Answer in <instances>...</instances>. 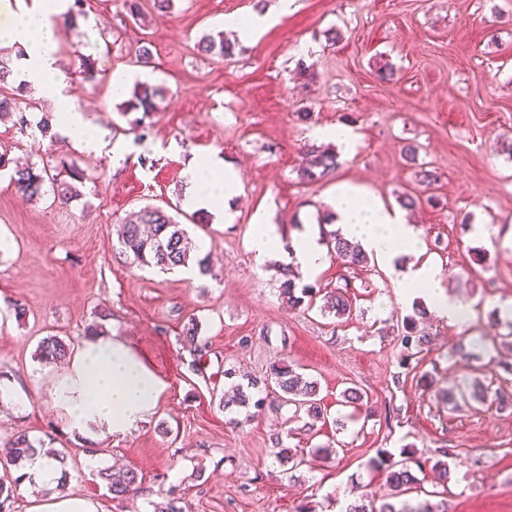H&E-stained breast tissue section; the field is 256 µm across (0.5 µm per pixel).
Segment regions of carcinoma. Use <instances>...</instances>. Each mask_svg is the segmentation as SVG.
<instances>
[{"instance_id": "obj_1", "label": "carcinoma", "mask_w": 512, "mask_h": 512, "mask_svg": "<svg viewBox=\"0 0 512 512\" xmlns=\"http://www.w3.org/2000/svg\"><path fill=\"white\" fill-rule=\"evenodd\" d=\"M199 49L208 54L219 57L233 54L234 45L224 40L223 37L215 38L207 36L199 44ZM14 81V71L7 63L0 61V119L16 117L13 124L20 126L21 131L31 127L30 121L17 108L16 98L3 94ZM164 98V88L160 85L138 83L131 91V97L122 103V112H140L142 117L135 119L132 126L142 124V119L149 113L157 110L158 101ZM339 166L336 152L323 147H311L306 150L305 163L298 170V176L303 182H316L334 172ZM83 179V174L75 167L66 170V175L57 172L51 173L47 166H38L36 162L15 166L10 173V182L17 192L30 200H36L47 194H52L53 199L62 204L68 203L78 196L79 190L76 182ZM327 248L330 254L349 267L356 269L367 265L370 261L368 254L357 242L346 239L338 230L325 233ZM117 242L121 253L126 255L132 263L140 267H155L161 270H171L178 266L186 267L195 261L200 272L209 273L205 261L195 259L192 238L184 225L176 221L162 207L147 205L137 211L131 212L118 226ZM280 295L290 307L313 308L316 301H322L320 311L331 314L337 319H350L354 313L353 302L348 294V289L342 288H318L311 284L296 282L289 268H282ZM494 322L498 325L505 324L508 332L500 336L481 337L478 342L488 348L497 347L500 344L512 346V311L506 313V319L499 317V312H493ZM399 340L403 355L400 365L407 366L417 354L423 352L430 343V336L417 328V320L413 317L406 318L402 323ZM70 344L57 336H48L39 344L40 358L46 362H57L67 357ZM257 386L255 382L243 385L238 383L233 386L232 393L224 394L220 404L228 409L238 407L247 409L253 405L257 408L263 406L265 398L253 399L251 388ZM265 389L273 390V393L282 401L295 407L294 414L304 413L309 422L305 423L307 429L312 430L317 422L325 419L324 409L321 407V399L318 398L319 387L314 380L307 379L296 371L293 365L280 364L272 367L265 383ZM462 400L468 405L477 404L491 408L512 406V393L504 389L499 382V374L490 373L483 375V379L475 380L469 388L458 385L447 392L448 402L453 407H458L457 400ZM11 456L8 465L22 470L28 461L36 453L41 452L49 459L66 465L65 452L57 449H43L36 445L29 436L18 431L9 440ZM438 459L434 463L429 460H421L411 456L399 462L390 460L386 452L378 451V456L369 460V466L386 475V484L391 490V497L398 498L406 492L420 487L421 479L416 472H424L431 469L438 479V483L448 480L450 471L445 458L456 456L452 448L436 449ZM100 477L107 483L112 498H127L135 493L141 483L137 472L131 469L102 471ZM346 512H433L428 506L412 507L403 501L395 504L384 501L379 507L366 510L364 505H351Z\"/></svg>"}]
</instances>
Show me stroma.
Instances as JSON below:
<instances>
[{
	"label": "stroma",
	"mask_w": 512,
	"mask_h": 512,
	"mask_svg": "<svg viewBox=\"0 0 512 512\" xmlns=\"http://www.w3.org/2000/svg\"><path fill=\"white\" fill-rule=\"evenodd\" d=\"M141 5L137 21L119 0H85L78 32L60 45L65 94L98 127L99 152L73 147L55 127L31 135L0 122L8 158L73 165L85 175L78 197L60 205L23 197L0 174V372L36 394L30 407L0 408V438L22 430L66 449L67 490L101 512H153L172 489L185 512H297L303 504L344 512L349 502L385 494L383 475L367 466L377 449L425 459L443 446L457 452L447 492L436 494L428 478L406 500L442 512H512V407L454 410L442 395L490 361L512 364L511 347L448 357L461 338L498 334L491 314L512 306V0H294L253 44L225 30V16L273 12L278 0H172L164 13L153 0ZM217 33L234 43L231 58L199 50L200 39ZM144 47L146 61L138 56ZM88 54L97 62L92 82L79 75ZM387 65L389 81L379 77ZM306 68L314 83L300 79ZM117 74L130 86L166 89L143 131L120 112ZM304 112L310 120H301ZM338 125L356 134L355 153L324 180L300 182L307 146L334 145L317 130ZM409 146L415 159L404 153ZM200 154L223 158L240 177L231 218L189 230L207 247L211 275L191 281L130 264L117 247L118 224L148 203L187 213L182 172ZM426 171L434 183H423ZM340 181L392 207L403 194L421 197L408 216L424 255L440 267L444 292L475 306L458 330L425 313L419 327L432 343L407 375L399 373L397 328L424 303L401 304L391 274L329 257L313 281L347 287L354 314L342 321L288 307L282 258L259 260L249 249L264 217L285 243L320 232L317 216ZM14 300L25 303L24 316ZM192 319L199 332L190 343L184 328ZM91 323L125 336L167 384L154 413L121 439L77 438L49 403L63 365L42 361L39 342L79 344ZM281 358L317 381L325 425L306 431L287 407L270 403L249 418L220 407L225 369L261 381ZM349 387L366 393L363 409L345 404ZM275 432L306 465L285 471ZM327 444L336 450L328 460L315 452ZM93 458L136 471L138 493L113 498L89 468Z\"/></svg>",
	"instance_id": "stroma-1"
}]
</instances>
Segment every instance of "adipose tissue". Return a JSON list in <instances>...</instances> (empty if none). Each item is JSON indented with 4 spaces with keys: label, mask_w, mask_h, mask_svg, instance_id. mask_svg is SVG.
<instances>
[{
    "label": "adipose tissue",
    "mask_w": 512,
    "mask_h": 512,
    "mask_svg": "<svg viewBox=\"0 0 512 512\" xmlns=\"http://www.w3.org/2000/svg\"><path fill=\"white\" fill-rule=\"evenodd\" d=\"M63 11L64 0H32L24 8L19 0H0V15L7 20L0 27V42L24 48V80L39 94L57 92L58 18ZM183 176L189 207L228 214L239 190L237 171L208 155L195 158ZM331 208L342 235L358 241L378 267L395 274L402 304L420 297L448 324L467 321L469 304L444 293L440 271L423 259L420 233L403 211L347 183L337 184ZM249 248L265 257L284 253L306 276L319 272L328 258L313 233H301L286 246L274 225L266 223L251 236ZM165 390V382L114 331L83 338L53 383L50 396L68 432L80 437L96 432L122 438L148 418Z\"/></svg>",
    "instance_id": "adipose-tissue-1"
}]
</instances>
